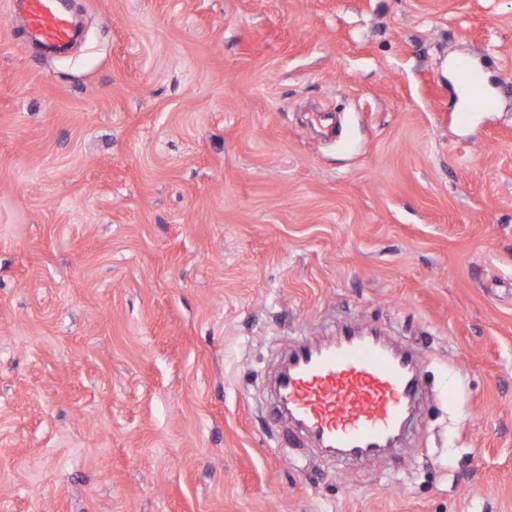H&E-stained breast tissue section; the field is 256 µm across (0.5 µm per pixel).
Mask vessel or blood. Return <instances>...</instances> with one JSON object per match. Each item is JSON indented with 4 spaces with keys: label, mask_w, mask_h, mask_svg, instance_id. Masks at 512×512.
I'll use <instances>...</instances> for the list:
<instances>
[{
    "label": "vessel or blood",
    "mask_w": 512,
    "mask_h": 512,
    "mask_svg": "<svg viewBox=\"0 0 512 512\" xmlns=\"http://www.w3.org/2000/svg\"><path fill=\"white\" fill-rule=\"evenodd\" d=\"M27 40L65 49L75 28L59 0H22ZM455 70L469 107L467 121L486 103L484 74L467 57ZM420 354L398 349L377 332L344 329L326 342L301 338L274 383V413L289 419L325 457L371 461L405 441L411 415L423 399Z\"/></svg>",
    "instance_id": "obj_1"
}]
</instances>
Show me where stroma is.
<instances>
[{
	"mask_svg": "<svg viewBox=\"0 0 512 512\" xmlns=\"http://www.w3.org/2000/svg\"><path fill=\"white\" fill-rule=\"evenodd\" d=\"M72 12L0 0V512H512V0ZM357 324L432 396L344 464L264 386ZM27 24L28 41L38 42L49 50L65 49L75 37V28L59 0H21ZM455 70L469 99V108L458 114V120L466 122L470 116L469 112H476L486 104L487 85L483 72L474 66L469 57L458 58Z\"/></svg>",
	"mask_w": 512,
	"mask_h": 512,
	"instance_id": "35a3bbf8",
	"label": "stroma"
}]
</instances>
